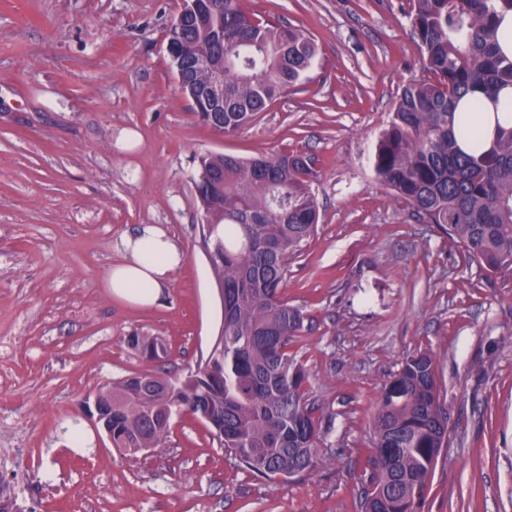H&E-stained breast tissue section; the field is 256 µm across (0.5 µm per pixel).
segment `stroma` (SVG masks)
Listing matches in <instances>:
<instances>
[{
  "instance_id": "35a3bbf8",
  "label": "stroma",
  "mask_w": 512,
  "mask_h": 512,
  "mask_svg": "<svg viewBox=\"0 0 512 512\" xmlns=\"http://www.w3.org/2000/svg\"><path fill=\"white\" fill-rule=\"evenodd\" d=\"M182 0H0V444L25 452L20 512H361L371 421L385 383L425 352L449 419L422 512H512V276H487L436 225L377 186L369 155L397 95L422 78L407 0H241L310 35L306 80L230 136L201 126L174 78ZM135 129L140 144L118 150ZM305 154L320 223L290 260L305 314L290 354L308 370L324 459L255 476L192 415L130 457L84 404L103 383L179 377L222 325L192 177L209 152ZM166 228L185 256L151 307L112 299L117 239ZM156 336L147 361L128 336ZM77 420L91 444L71 448Z\"/></svg>"
}]
</instances>
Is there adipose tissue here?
<instances>
[{
    "mask_svg": "<svg viewBox=\"0 0 512 512\" xmlns=\"http://www.w3.org/2000/svg\"><path fill=\"white\" fill-rule=\"evenodd\" d=\"M118 248L123 259L110 269L105 288L124 303L139 307L155 305L172 272L183 262L172 237L162 227L146 224L136 233L122 237Z\"/></svg>",
    "mask_w": 512,
    "mask_h": 512,
    "instance_id": "1",
    "label": "adipose tissue"
}]
</instances>
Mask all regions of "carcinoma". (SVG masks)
<instances>
[{"instance_id":"1","label":"carcinoma","mask_w":512,"mask_h":512,"mask_svg":"<svg viewBox=\"0 0 512 512\" xmlns=\"http://www.w3.org/2000/svg\"><path fill=\"white\" fill-rule=\"evenodd\" d=\"M411 34L427 76L403 86L370 164L387 187L428 224L461 247L490 276L512 274V127L498 129L486 150L463 111L512 87V59L496 46L497 8L512 0H409ZM168 42L177 80L202 57L221 65L225 135L268 110L312 68L316 46L302 31L246 12L240 0H184ZM224 178L214 190L211 176ZM319 171L294 152L251 159L226 153L199 158L193 185L209 229L211 267L224 286V318L209 354L179 378L131 376L112 382V446L135 454L167 443L173 417L206 420L238 465L264 478H290L318 464V422L305 399L307 369L288 353L302 311L283 296L288 261L319 224ZM147 360L159 339L133 335ZM362 512H421L430 472L448 447V413L440 402L434 360L405 359L382 390L372 420Z\"/></svg>"}]
</instances>
